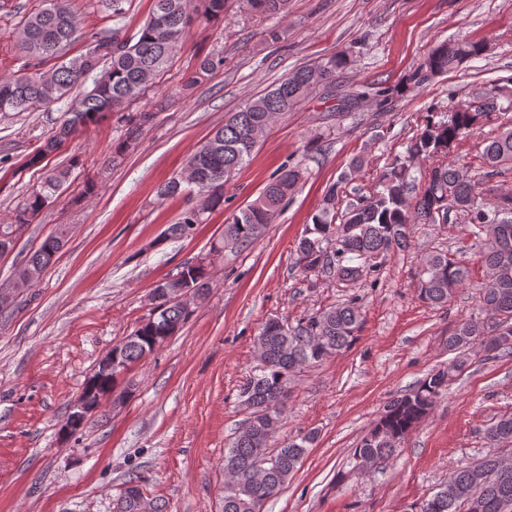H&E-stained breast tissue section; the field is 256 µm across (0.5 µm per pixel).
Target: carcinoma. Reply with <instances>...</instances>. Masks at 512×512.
<instances>
[{
  "label": "carcinoma",
  "instance_id": "obj_1",
  "mask_svg": "<svg viewBox=\"0 0 512 512\" xmlns=\"http://www.w3.org/2000/svg\"><path fill=\"white\" fill-rule=\"evenodd\" d=\"M227 0H200L204 10H191V0H155L150 17L137 33L124 38L121 29L112 31V40H100L86 52L61 63L48 73L0 79V112H31L47 108L93 78L92 88L72 105L68 117L28 160L30 167L58 150L82 128L98 122L105 114L117 112L140 99L150 85L145 76L163 74L180 49L189 27L199 15L217 19L224 14ZM250 11L266 16L288 14L290 0H242ZM76 32V19L68 0H41L18 28V42L34 60L56 57L70 45ZM485 45L466 37L445 41L428 55L426 74H446L464 61L479 57ZM348 64L335 54L315 66H300L272 89L249 99L244 106L216 129L189 158L192 182L183 185L174 177L159 189L162 196H175L189 186L200 196L199 204L186 209L175 226L194 227L204 222V214L224 205V184L249 160L261 134L281 115L295 109L310 89L331 85ZM224 65L223 58L203 60L188 84L203 82ZM512 88L505 84L463 102L448 113V118L426 120L412 139L407 156L396 159L380 175L378 189L349 205L344 222L329 219L336 200L331 187L325 207L312 218L299 242L296 265L305 272L353 280L363 271L377 268V259L408 251L415 224L448 221L455 211L467 219L471 234L482 242L480 260L485 268L482 308L485 316L458 322L448 336V350L456 357L448 367L428 374L408 393L387 404L368 435L354 450L357 457H368L380 465L389 459L401 440L432 410L438 396L457 377L480 348L497 357L512 356V185L500 176L512 170V122L502 120L506 109L500 100L511 99ZM151 121V114L139 112L125 139L117 143L108 163H116L138 132ZM496 125V133L483 142L480 164L453 160L432 167L425 182L411 179V165L418 159L449 155L448 144L484 125ZM80 165L73 158L65 167L43 172L37 189L26 198L12 222L0 224V245L14 248L26 227ZM499 181H494V178ZM302 179L296 166H285L240 214L224 225L219 245H247L277 214L288 194ZM493 201H486V196ZM484 224L495 225L493 235L482 232ZM70 229L58 224L40 246L30 253L15 275L22 285L36 284L54 263L65 246ZM469 270L460 258L447 252H431L419 260L418 297L426 304L445 306L465 284ZM183 289L201 299L210 293V276L202 261L188 263L176 277L153 288L150 298L157 315L136 330L137 339L112 347L125 369L154 351V346L176 335L193 310L174 298ZM361 312L355 300H347L300 319L294 326L282 327L269 319L259 328L261 364L244 383L250 416L224 453V497L222 512H262L264 503L277 495L292 478L307 453L314 435L308 433L277 448L271 447L270 432L283 420L288 381L299 369L326 360L351 347L360 328ZM118 371L97 369L87 380L81 397L92 408L112 391ZM488 440L512 447V415L499 417L485 430ZM503 457L490 454L475 465L448 473V480L415 512H512V469L502 466ZM146 496L143 485L130 477L116 503L117 512H141L140 499Z\"/></svg>",
  "mask_w": 512,
  "mask_h": 512
}]
</instances>
